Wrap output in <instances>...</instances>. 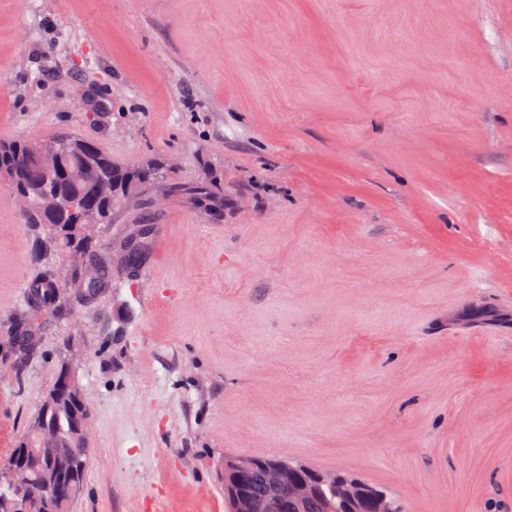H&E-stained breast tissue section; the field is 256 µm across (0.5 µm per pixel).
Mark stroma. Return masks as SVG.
Returning a JSON list of instances; mask_svg holds the SVG:
<instances>
[{
    "mask_svg": "<svg viewBox=\"0 0 512 512\" xmlns=\"http://www.w3.org/2000/svg\"><path fill=\"white\" fill-rule=\"evenodd\" d=\"M64 129L157 176L22 361L23 285L68 273L0 181V459L65 359L70 512H224L258 454L512 512V0H0V141ZM53 396L55 398L69 397L76 403H81L77 391V376L69 365H64L59 371L53 389Z\"/></svg>",
    "mask_w": 512,
    "mask_h": 512,
    "instance_id": "obj_1",
    "label": "stroma"
}]
</instances>
